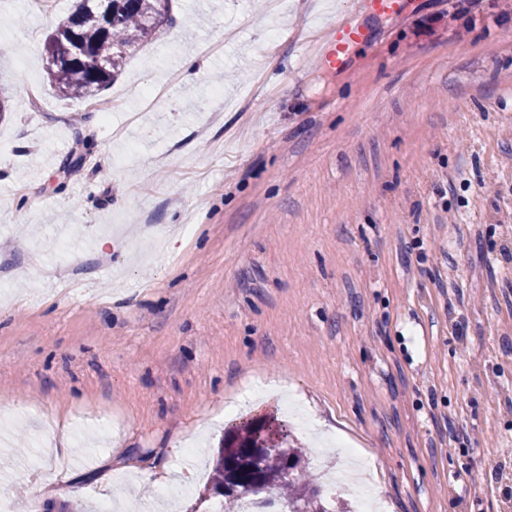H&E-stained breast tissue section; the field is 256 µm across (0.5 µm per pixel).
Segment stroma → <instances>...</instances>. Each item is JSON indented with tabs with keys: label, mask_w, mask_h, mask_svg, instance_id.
Here are the masks:
<instances>
[{
	"label": "stroma",
	"mask_w": 512,
	"mask_h": 512,
	"mask_svg": "<svg viewBox=\"0 0 512 512\" xmlns=\"http://www.w3.org/2000/svg\"><path fill=\"white\" fill-rule=\"evenodd\" d=\"M353 3L172 0L103 114L42 68L77 0H0V512H224L259 415L374 460L383 512H512V0H416L303 69Z\"/></svg>",
	"instance_id": "obj_1"
}]
</instances>
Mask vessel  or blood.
I'll use <instances>...</instances> for the list:
<instances>
[{
    "label": "vessel or blood",
    "instance_id": "vessel-or-blood-1",
    "mask_svg": "<svg viewBox=\"0 0 512 512\" xmlns=\"http://www.w3.org/2000/svg\"><path fill=\"white\" fill-rule=\"evenodd\" d=\"M412 8L413 0H356L355 9L318 35L319 46L312 52V63L317 66L326 63L333 68L343 69L350 46L369 37L363 23L365 15L382 13L399 16L410 13Z\"/></svg>",
    "mask_w": 512,
    "mask_h": 512
}]
</instances>
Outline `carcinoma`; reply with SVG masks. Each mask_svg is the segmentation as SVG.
Here are the masks:
<instances>
[{"mask_svg":"<svg viewBox=\"0 0 512 512\" xmlns=\"http://www.w3.org/2000/svg\"><path fill=\"white\" fill-rule=\"evenodd\" d=\"M112 19L97 0H81L46 37L43 65L49 85L64 98L99 105L100 96L125 65L131 49L148 41L167 21L168 0H111ZM286 424L256 417L224 433L211 490L224 497V512H239L259 480L273 512H350L328 504L311 479L310 458L290 441Z\"/></svg>","mask_w":512,"mask_h":512,"instance_id":"1","label":"carcinoma"}]
</instances>
